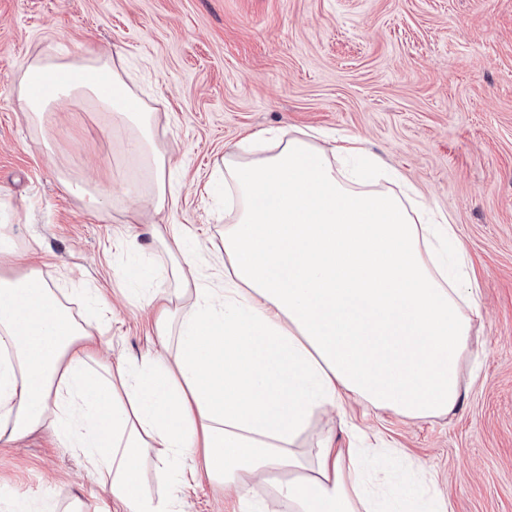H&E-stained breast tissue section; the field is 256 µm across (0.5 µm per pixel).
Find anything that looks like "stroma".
<instances>
[{
    "mask_svg": "<svg viewBox=\"0 0 512 512\" xmlns=\"http://www.w3.org/2000/svg\"><path fill=\"white\" fill-rule=\"evenodd\" d=\"M49 47L119 50L145 76L177 196L163 218L183 236L220 245L215 163L264 129L360 137L448 216L481 313L456 412L411 423L351 401L316 414L310 432L343 442L352 425L383 440L394 455L371 460L370 474L393 486L424 467L451 512H512V0H0V196L46 276L104 296L91 331L131 363L158 340L122 295L124 204L90 212L59 181L129 177L126 135L69 101L46 135L33 132L15 86ZM48 492L83 512H121L51 430L0 446V512ZM182 494L187 512H239L204 476Z\"/></svg>",
    "mask_w": 512,
    "mask_h": 512,
    "instance_id": "obj_1",
    "label": "stroma"
}]
</instances>
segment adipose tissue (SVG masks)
Wrapping results in <instances>:
<instances>
[{
    "mask_svg": "<svg viewBox=\"0 0 512 512\" xmlns=\"http://www.w3.org/2000/svg\"><path fill=\"white\" fill-rule=\"evenodd\" d=\"M118 55L44 51L29 60L18 99L29 126L76 97L130 134L135 174L119 191L62 179L92 211L114 193L140 225L131 250L163 245L167 288L146 300L160 350L138 365L97 356L89 316L71 290L27 265L15 213L0 199V445L48 425L77 449L124 512H184L153 494L171 459L201 456L198 474L234 495L240 512H448L445 500L403 486L382 497L364 481L378 447L330 435L304 440L315 412L350 397L420 421L458 405L460 366L470 355L475 281L446 216L431 214L408 184L370 156L359 138L323 146L313 134L279 147L255 132L226 152L224 281H203L197 252L166 236L147 213L173 208L154 112L130 89ZM264 484L269 498L252 494Z\"/></svg>",
    "mask_w": 512,
    "mask_h": 512,
    "instance_id": "1",
    "label": "adipose tissue"
}]
</instances>
